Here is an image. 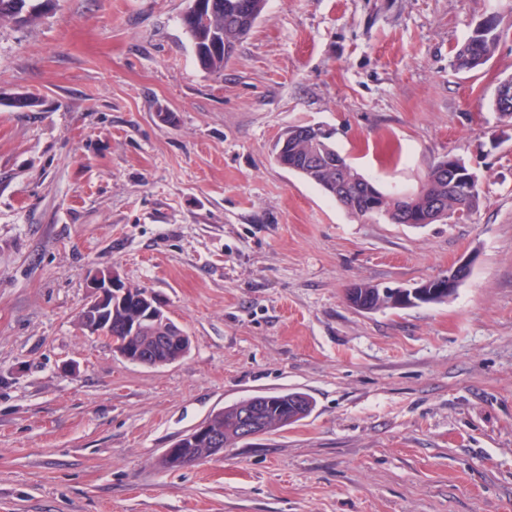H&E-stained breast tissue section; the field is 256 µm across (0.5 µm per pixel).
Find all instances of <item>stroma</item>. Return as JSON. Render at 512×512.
Returning a JSON list of instances; mask_svg holds the SVG:
<instances>
[{"mask_svg":"<svg viewBox=\"0 0 512 512\" xmlns=\"http://www.w3.org/2000/svg\"><path fill=\"white\" fill-rule=\"evenodd\" d=\"M187 5L50 0L0 23V512H512V121L493 108L512 0H267L218 74ZM492 14V58L456 71ZM298 124L388 193L456 155L482 202L422 226L352 214L275 163ZM463 260L442 303L344 299ZM92 269L148 290L189 352L147 366L83 331ZM287 390L314 400L302 421L160 465Z\"/></svg>","mask_w":512,"mask_h":512,"instance_id":"stroma-1","label":"stroma"}]
</instances>
